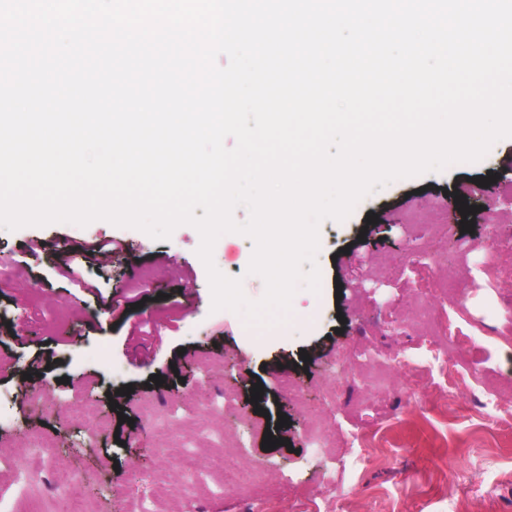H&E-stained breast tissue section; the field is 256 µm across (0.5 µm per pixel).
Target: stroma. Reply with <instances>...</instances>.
<instances>
[{"mask_svg":"<svg viewBox=\"0 0 512 512\" xmlns=\"http://www.w3.org/2000/svg\"><path fill=\"white\" fill-rule=\"evenodd\" d=\"M509 156L505 138L322 221L319 291L299 287L266 328L212 311L192 226L166 240L104 220L0 229V458L26 470L0 469L8 512H134L169 485L185 491L175 512H512ZM104 239L120 249L86 286L64 276ZM252 252L235 233L213 260L256 301ZM268 432L280 446L263 448ZM224 440L238 448L223 480L191 494ZM78 479L97 493L75 501Z\"/></svg>","mask_w":512,"mask_h":512,"instance_id":"obj_1","label":"stroma"}]
</instances>
